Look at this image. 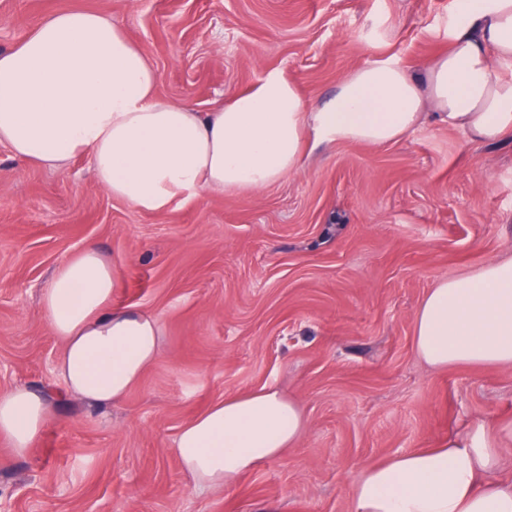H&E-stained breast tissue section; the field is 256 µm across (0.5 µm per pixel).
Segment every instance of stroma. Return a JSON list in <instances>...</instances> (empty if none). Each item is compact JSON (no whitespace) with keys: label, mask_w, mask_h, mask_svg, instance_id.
Returning a JSON list of instances; mask_svg holds the SVG:
<instances>
[{"label":"stroma","mask_w":512,"mask_h":512,"mask_svg":"<svg viewBox=\"0 0 512 512\" xmlns=\"http://www.w3.org/2000/svg\"><path fill=\"white\" fill-rule=\"evenodd\" d=\"M74 8L126 31L160 97L207 112L272 68L318 104L367 63L417 66L447 51L465 0H0V50ZM88 244L112 260L113 304L162 331L155 362L105 407L67 392L40 308ZM511 252L512 131L477 143L431 118L163 214L98 188L88 158L52 171L0 144V391L49 402L25 454L0 437V512H353L363 467L512 422V367L435 370L414 350L428 289ZM265 386L302 405L300 441L232 488L198 486L175 452L181 427Z\"/></svg>","instance_id":"stroma-1"}]
</instances>
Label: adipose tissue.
I'll use <instances>...</instances> for the list:
<instances>
[{"mask_svg": "<svg viewBox=\"0 0 512 512\" xmlns=\"http://www.w3.org/2000/svg\"><path fill=\"white\" fill-rule=\"evenodd\" d=\"M500 64H512V0H470L448 27L447 53L429 62L359 67L319 106L272 69L199 112L157 96V70L120 26L68 9L0 52V144L56 170L88 157L107 194L164 213L207 194L264 190L299 172L313 146L395 143L430 112L472 140H497L512 131V79L497 74ZM113 287L111 259L88 245L60 264L40 301L62 343L59 375L94 406L120 401L161 346L157 318L113 306ZM414 349L437 369L512 366V254L438 280L417 309ZM47 413L29 388L0 391V436L24 454ZM305 428L301 407L264 387L211 404L181 428L175 452L199 486L226 487L282 456ZM504 435L512 422L364 467L350 490L354 512H512V485L492 477Z\"/></svg>", "mask_w": 512, "mask_h": 512, "instance_id": "ef3b65f1", "label": "adipose tissue"}]
</instances>
